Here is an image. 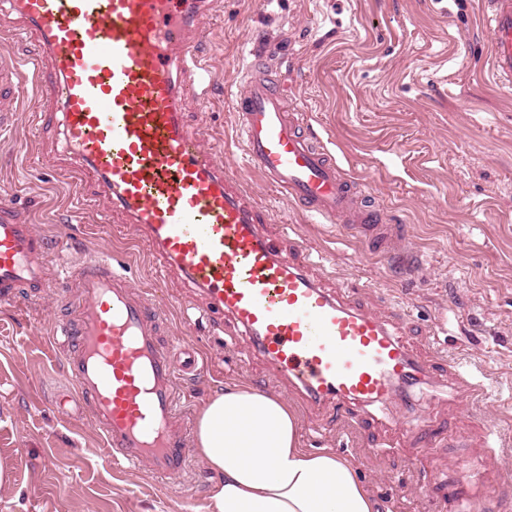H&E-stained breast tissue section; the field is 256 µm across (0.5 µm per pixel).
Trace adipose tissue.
<instances>
[{"label": "adipose tissue", "instance_id": "ef3b65f1", "mask_svg": "<svg viewBox=\"0 0 512 512\" xmlns=\"http://www.w3.org/2000/svg\"><path fill=\"white\" fill-rule=\"evenodd\" d=\"M286 401L248 385L203 407L195 446L217 481L210 512H380L354 464L298 446Z\"/></svg>", "mask_w": 512, "mask_h": 512}]
</instances>
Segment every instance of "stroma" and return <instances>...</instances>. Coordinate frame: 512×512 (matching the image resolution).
Listing matches in <instances>:
<instances>
[{"label": "stroma", "instance_id": "stroma-1", "mask_svg": "<svg viewBox=\"0 0 512 512\" xmlns=\"http://www.w3.org/2000/svg\"><path fill=\"white\" fill-rule=\"evenodd\" d=\"M260 32L271 40L270 65L289 108L307 113L343 167L405 225L404 245L420 258L412 271L353 236L306 223L247 167L231 97ZM204 35L217 78L189 106V129L223 154L278 223L293 225L325 257L335 284L360 289L369 309L402 307L395 324L419 356L467 365L489 392L471 405L455 401L451 387H425L440 401L436 411L414 414L428 438L425 454L403 435L393 406L380 409L387 423L372 433L330 409L313 432L299 414L300 447L351 460L382 512H452L455 488L492 505L512 488V88L483 72L482 0H222ZM34 48L16 16L0 12V56L21 63ZM36 104L28 85L0 102V188L37 231L65 240L69 258L108 253L151 291L169 316L170 341L191 343L201 366L179 380L182 412L196 419L213 393L240 383L275 390L244 337L208 317L174 272L157 273L133 229L113 237L101 218L123 217L108 200L62 177V129L38 124ZM58 305L52 294L0 304V459L11 469L0 512H208L217 477L200 457L166 483L143 467L114 469L90 418L75 404L60 406L74 387L56 357ZM440 315L444 332L428 337ZM467 459L487 463L485 484L471 482Z\"/></svg>", "mask_w": 512, "mask_h": 512}]
</instances>
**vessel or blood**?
<instances>
[{"label": "vessel or blood", "instance_id": "1", "mask_svg": "<svg viewBox=\"0 0 512 512\" xmlns=\"http://www.w3.org/2000/svg\"><path fill=\"white\" fill-rule=\"evenodd\" d=\"M212 0H0L37 37L28 73L0 65V98L20 80L38 85L44 118H61L74 180L134 224L165 270L178 271L209 311L230 320L304 408L346 409L354 425L408 388L449 375L466 397L480 387L458 366L416 354L388 316L315 272L301 244L282 248L265 231L272 215L186 125L190 98L213 77L203 21ZM487 74L512 87V0H484ZM255 61L232 99L248 162L267 184L321 224L358 236L390 257L397 225L315 136L284 90ZM55 292L65 317L58 359L77 386L112 465L174 480L191 463L189 424L177 406L191 347L163 338L167 316L109 256L73 262L56 240L23 223L0 195V304Z\"/></svg>", "mask_w": 512, "mask_h": 512}]
</instances>
